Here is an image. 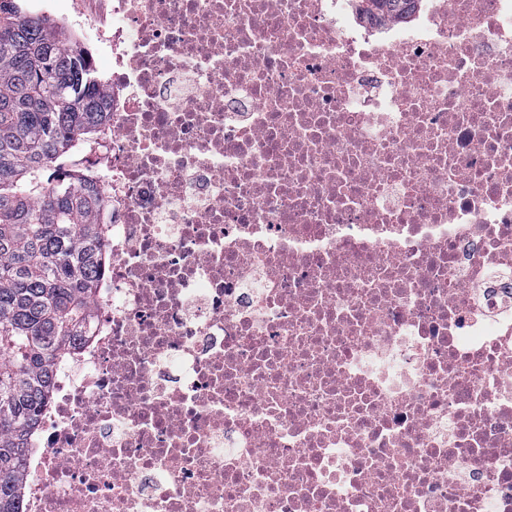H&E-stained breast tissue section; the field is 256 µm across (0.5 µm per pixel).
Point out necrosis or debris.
Returning <instances> with one entry per match:
<instances>
[{"instance_id": "necrosis-or-debris-1", "label": "necrosis or debris", "mask_w": 512, "mask_h": 512, "mask_svg": "<svg viewBox=\"0 0 512 512\" xmlns=\"http://www.w3.org/2000/svg\"><path fill=\"white\" fill-rule=\"evenodd\" d=\"M112 214L24 512H512V0H102ZM362 13L376 21L406 22L410 17L413 0H361Z\"/></svg>"}]
</instances>
